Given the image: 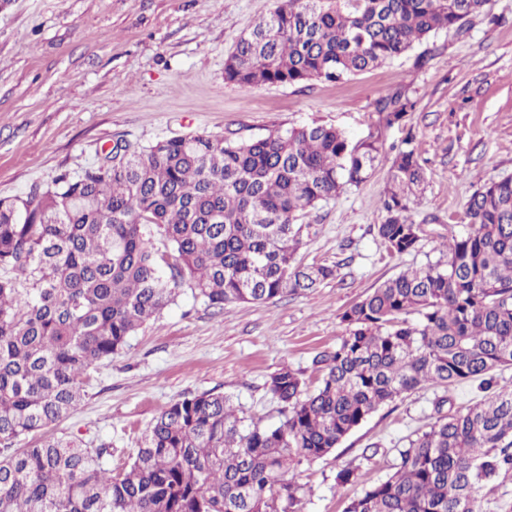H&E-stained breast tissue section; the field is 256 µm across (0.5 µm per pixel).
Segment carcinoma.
<instances>
[{
    "instance_id": "carcinoma-1",
    "label": "carcinoma",
    "mask_w": 512,
    "mask_h": 512,
    "mask_svg": "<svg viewBox=\"0 0 512 512\" xmlns=\"http://www.w3.org/2000/svg\"><path fill=\"white\" fill-rule=\"evenodd\" d=\"M487 0H276L240 37L224 81L240 86L339 81L405 55L440 29L460 31ZM413 102H378L390 125ZM112 169L65 175L27 198H0V443L72 415L88 371L123 350L186 283L219 311L307 291L337 267L297 260L320 202L359 186L376 139L310 125L265 137L205 135L123 146ZM424 180L413 136L391 159L376 234L392 256L418 248L409 216ZM464 234L435 262L383 281L339 316L345 334L317 353L310 391L288 367L268 392L276 426L238 417L222 393L179 398L156 416L132 463L110 445L49 437L0 455V512H295L288 465L330 453L382 405L426 386L480 381L512 365V178L475 191ZM162 230L171 252L151 249ZM27 287H22V284ZM512 472V386L438 416L400 452L395 472L344 512H480Z\"/></svg>"
}]
</instances>
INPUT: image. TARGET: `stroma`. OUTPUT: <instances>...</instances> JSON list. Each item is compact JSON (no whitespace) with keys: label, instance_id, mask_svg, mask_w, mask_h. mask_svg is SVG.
Here are the masks:
<instances>
[{"label":"stroma","instance_id":"stroma-1","mask_svg":"<svg viewBox=\"0 0 512 512\" xmlns=\"http://www.w3.org/2000/svg\"><path fill=\"white\" fill-rule=\"evenodd\" d=\"M276 0H0V198L47 188L103 162L113 146H148L182 135L255 138L327 125L355 141L379 140L393 157L414 135L424 169L410 217L423 228L411 254L391 256L374 226L388 166L319 203L298 253L337 266L318 288L214 312L181 288L176 300L98 364L79 409L20 436L13 448L69 436L112 446V469L131 463L157 414L179 397L231 396L247 420L280 424L266 388L281 367L308 386L312 360L344 334L340 314L384 280L438 260L461 228L463 206L486 183L512 177V0H489L465 30L442 29L404 56L337 82L241 87L224 61ZM404 91L415 103L387 124L380 98ZM477 383L424 387L380 407L321 458L291 464L297 512H343L363 485L385 480L401 449L438 411L480 399ZM359 480L341 485L337 473Z\"/></svg>","mask_w":512,"mask_h":512}]
</instances>
